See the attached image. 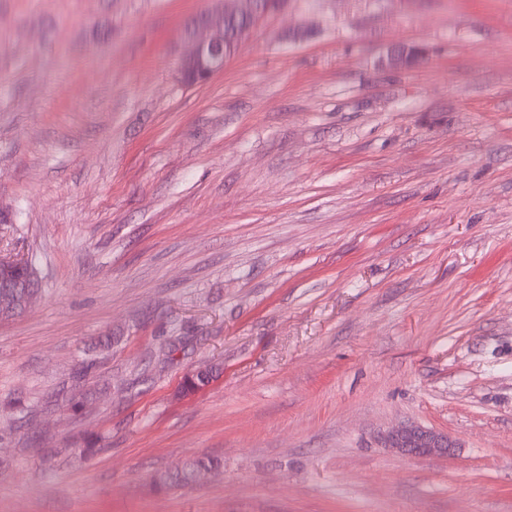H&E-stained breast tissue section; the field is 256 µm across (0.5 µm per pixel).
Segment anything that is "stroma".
I'll return each mask as SVG.
<instances>
[{
	"instance_id": "obj_1",
	"label": "stroma",
	"mask_w": 512,
	"mask_h": 512,
	"mask_svg": "<svg viewBox=\"0 0 512 512\" xmlns=\"http://www.w3.org/2000/svg\"><path fill=\"white\" fill-rule=\"evenodd\" d=\"M210 4L0 0V512H512V0ZM258 0H215V7L205 11L197 19L195 28L210 32L206 38L198 40L192 52L181 61L180 72L183 80L188 83V76L196 79L195 83H204L214 74L224 70L225 49L231 52L239 39L250 29L253 20L246 17H232L224 21L227 15L252 16L254 19L261 14ZM224 2H232L233 10L224 9ZM219 4H222L219 7ZM194 83V84H195ZM385 447L395 449L405 458L448 456L457 443L448 434L419 425H406L390 431L384 438ZM208 465H211L209 460H193L189 463H186L179 471L176 472L175 475L169 474H161L157 478V484L159 486H164L168 482L175 480L182 483H190L195 474L203 468H206Z\"/></svg>"
}]
</instances>
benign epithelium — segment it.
<instances>
[{"instance_id": "benign-epithelium-1", "label": "benign epithelium", "mask_w": 512, "mask_h": 512, "mask_svg": "<svg viewBox=\"0 0 512 512\" xmlns=\"http://www.w3.org/2000/svg\"><path fill=\"white\" fill-rule=\"evenodd\" d=\"M235 8L227 11L221 6L223 0H215V7L205 11L197 19L195 28L210 32L198 40L192 52L181 61L180 72L183 80L193 77L204 83L214 74L224 70V17L245 15L257 17L260 14L257 0H230ZM385 447L395 449L405 458H428L446 456L456 447L447 434L419 425H406L390 431L384 438Z\"/></svg>"}]
</instances>
